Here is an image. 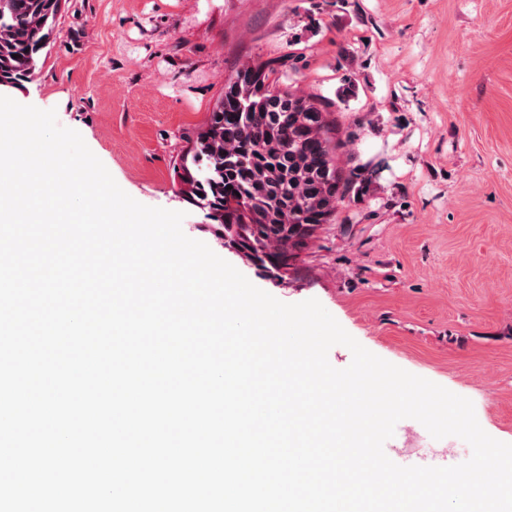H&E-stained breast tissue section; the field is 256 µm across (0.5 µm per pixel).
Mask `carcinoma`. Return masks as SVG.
<instances>
[{
	"label": "carcinoma",
	"mask_w": 512,
	"mask_h": 512,
	"mask_svg": "<svg viewBox=\"0 0 512 512\" xmlns=\"http://www.w3.org/2000/svg\"><path fill=\"white\" fill-rule=\"evenodd\" d=\"M61 8L62 0H0V88L31 80ZM275 73L248 63L230 74L179 164L180 194L273 278L362 181L338 164L341 143L322 100Z\"/></svg>",
	"instance_id": "obj_1"
}]
</instances>
